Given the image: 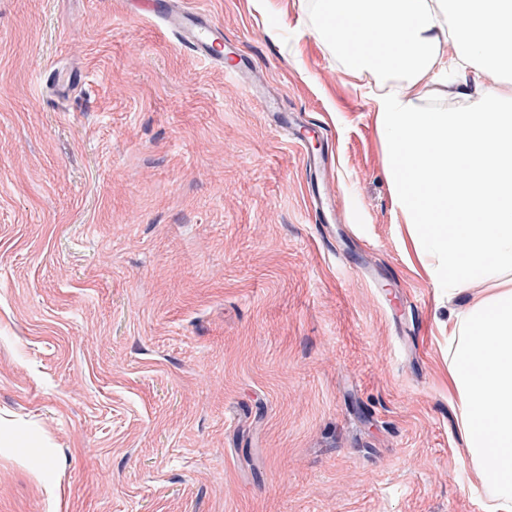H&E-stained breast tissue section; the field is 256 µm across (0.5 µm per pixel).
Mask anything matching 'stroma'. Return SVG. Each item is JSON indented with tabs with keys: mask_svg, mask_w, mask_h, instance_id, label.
<instances>
[{
	"mask_svg": "<svg viewBox=\"0 0 512 512\" xmlns=\"http://www.w3.org/2000/svg\"><path fill=\"white\" fill-rule=\"evenodd\" d=\"M187 3L260 96L135 0H0V512H488L375 78L306 0Z\"/></svg>",
	"mask_w": 512,
	"mask_h": 512,
	"instance_id": "stroma-1",
	"label": "stroma"
}]
</instances>
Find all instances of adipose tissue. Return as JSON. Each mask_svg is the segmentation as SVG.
Segmentation results:
<instances>
[{"instance_id":"1","label":"adipose tissue","mask_w":512,"mask_h":512,"mask_svg":"<svg viewBox=\"0 0 512 512\" xmlns=\"http://www.w3.org/2000/svg\"><path fill=\"white\" fill-rule=\"evenodd\" d=\"M315 31L345 70L375 77L397 205L444 257L448 391L480 471L512 512V0H311ZM455 104L429 102L449 74ZM488 288L471 294L474 282Z\"/></svg>"}]
</instances>
